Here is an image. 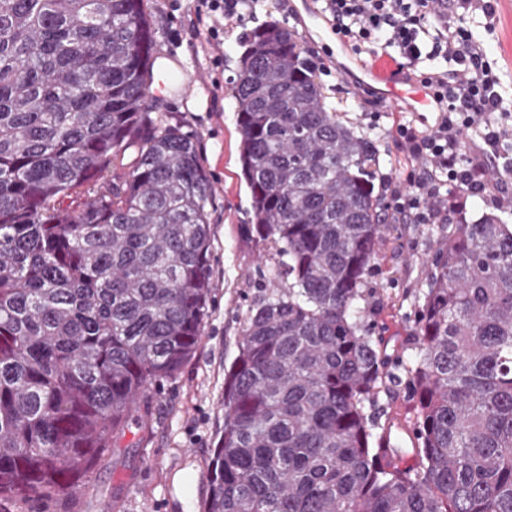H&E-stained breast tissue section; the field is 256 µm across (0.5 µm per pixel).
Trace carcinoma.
<instances>
[{
  "instance_id": "1",
  "label": "carcinoma",
  "mask_w": 512,
  "mask_h": 512,
  "mask_svg": "<svg viewBox=\"0 0 512 512\" xmlns=\"http://www.w3.org/2000/svg\"><path fill=\"white\" fill-rule=\"evenodd\" d=\"M242 45L249 233L279 260L224 369L202 512H512V225H454L416 357L390 365L362 306L388 220L377 152L295 30L265 21ZM153 60L143 0H0V502L82 490L201 342L212 186L151 116ZM401 382L409 467L383 462L373 411Z\"/></svg>"
}]
</instances>
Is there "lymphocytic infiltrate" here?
<instances>
[{
	"mask_svg": "<svg viewBox=\"0 0 512 512\" xmlns=\"http://www.w3.org/2000/svg\"><path fill=\"white\" fill-rule=\"evenodd\" d=\"M458 10L448 13L447 0H323L322 12L356 54L367 62L378 58L379 48L397 51L398 70L418 73L421 82L436 91L442 115L430 131L398 125L396 135L413 156L430 165L427 177L395 190L399 208L413 212L419 223L431 219L430 200L440 178L460 185L465 194L480 196L488 185L487 163L501 158L512 125L502 94L496 63L485 42L472 29L474 14H482L485 28L494 25L489 0H457ZM445 15L441 30L430 33V16ZM443 66H436V59ZM499 122H491L493 114ZM477 136L482 147L468 162H461L465 138Z\"/></svg>",
	"mask_w": 512,
	"mask_h": 512,
	"instance_id": "lymphocytic-infiltrate-1",
	"label": "lymphocytic infiltrate"
}]
</instances>
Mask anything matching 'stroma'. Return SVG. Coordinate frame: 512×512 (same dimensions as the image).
<instances>
[{
	"label": "stroma",
	"instance_id": "stroma-1",
	"mask_svg": "<svg viewBox=\"0 0 512 512\" xmlns=\"http://www.w3.org/2000/svg\"><path fill=\"white\" fill-rule=\"evenodd\" d=\"M495 28L485 37L497 62L505 99L512 100V0H493ZM316 0H261L242 4L240 16L224 28V40H209L191 0H145L156 32V54L162 67L175 70L179 83L155 97L152 108L165 124L189 135L213 187L210 213L212 290L206 327L196 354L174 378L149 392V408L127 430L115 453L106 455L83 491L71 498L15 501L6 512H201L209 492L207 462L224 431V367L237 354L242 318L257 294L262 274L274 259L265 256L244 231L251 221L250 190L241 172L240 134L232 82L243 52V34L262 20L293 28L309 56L332 66L319 80L327 104L339 118L372 139L379 165L375 183L384 197L406 186L413 175L427 172L425 161L410 157L396 139L397 125L431 130L439 113L398 112L383 103L371 87L353 89L335 70L331 42L322 40L314 24ZM492 182L485 195L467 200L463 218L473 221L494 213L512 224V208L500 199L512 197V168L490 162ZM451 229L446 210L434 212L429 224H393L385 231L368 278L367 321L384 337L390 358H411L414 312L428 288L430 261ZM382 419L402 426L397 438L410 447L406 428L414 404L404 386L380 393ZM194 481L191 510L177 495L181 473Z\"/></svg>",
	"mask_w": 512,
	"mask_h": 512
}]
</instances>
